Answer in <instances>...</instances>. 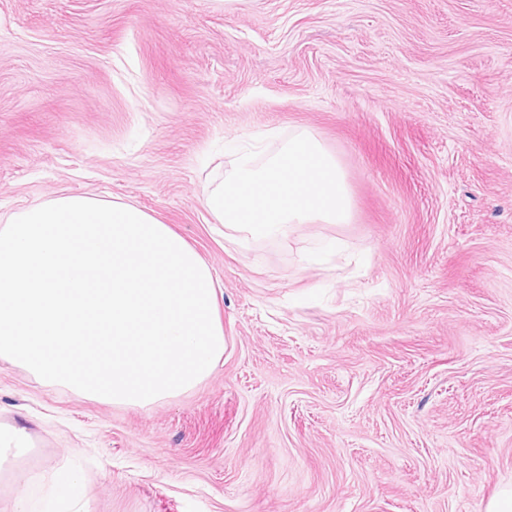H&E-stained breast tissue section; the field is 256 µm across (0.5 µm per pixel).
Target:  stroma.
I'll use <instances>...</instances> for the list:
<instances>
[{"label":"stroma","mask_w":512,"mask_h":512,"mask_svg":"<svg viewBox=\"0 0 512 512\" xmlns=\"http://www.w3.org/2000/svg\"><path fill=\"white\" fill-rule=\"evenodd\" d=\"M305 129L346 224L241 246L205 203L233 142ZM142 208L220 286L224 356L147 406L0 361V477L89 512H486L512 488V0H0V225ZM30 448V433L24 425L0 426V472ZM87 478L78 471L55 475L49 486V494L44 502L45 512H89L80 494Z\"/></svg>","instance_id":"stroma-1"}]
</instances>
